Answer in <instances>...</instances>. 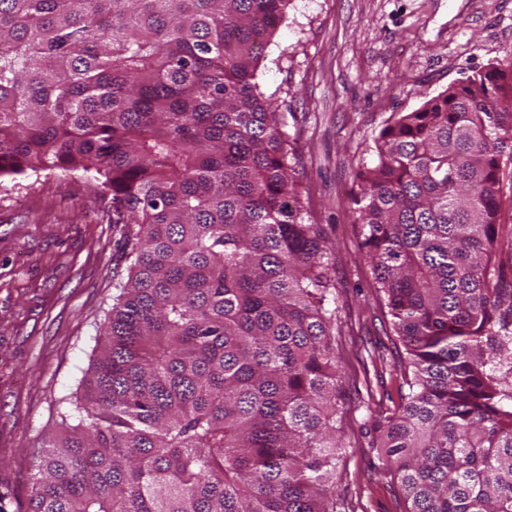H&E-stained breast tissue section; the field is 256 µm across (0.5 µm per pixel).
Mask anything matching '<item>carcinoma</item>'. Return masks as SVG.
<instances>
[{"label": "carcinoma", "mask_w": 512, "mask_h": 512, "mask_svg": "<svg viewBox=\"0 0 512 512\" xmlns=\"http://www.w3.org/2000/svg\"><path fill=\"white\" fill-rule=\"evenodd\" d=\"M291 0H0V179L112 192L129 262L31 512H339L324 230L256 82ZM351 197L405 350L407 512H512V51L384 126Z\"/></svg>", "instance_id": "1"}]
</instances>
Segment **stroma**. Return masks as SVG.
Instances as JSON below:
<instances>
[{
	"instance_id": "obj_1",
	"label": "stroma",
	"mask_w": 512,
	"mask_h": 512,
	"mask_svg": "<svg viewBox=\"0 0 512 512\" xmlns=\"http://www.w3.org/2000/svg\"><path fill=\"white\" fill-rule=\"evenodd\" d=\"M510 49L512 0H293L259 62L304 210L333 252L343 512L407 510L374 446L404 349L359 247L355 171L385 125ZM117 242L110 192L81 175L0 184V512H28L34 458L77 410L118 294Z\"/></svg>"
}]
</instances>
